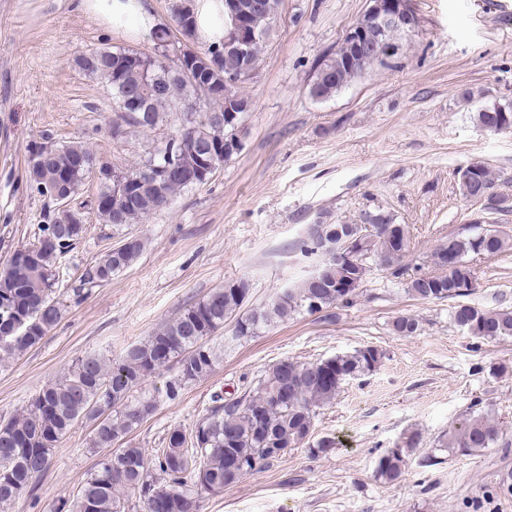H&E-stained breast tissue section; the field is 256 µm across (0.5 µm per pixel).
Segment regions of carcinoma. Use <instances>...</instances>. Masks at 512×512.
Returning a JSON list of instances; mask_svg holds the SVG:
<instances>
[{
  "instance_id": "1",
  "label": "carcinoma",
  "mask_w": 512,
  "mask_h": 512,
  "mask_svg": "<svg viewBox=\"0 0 512 512\" xmlns=\"http://www.w3.org/2000/svg\"><path fill=\"white\" fill-rule=\"evenodd\" d=\"M252 11L255 38L248 47L246 63L255 70L274 15L256 8L258 0H242ZM187 42L198 34L191 10L174 4L171 25L157 24L152 39H166L172 31ZM388 45L378 44V56L354 68L346 62V47L322 60L314 73L316 93L311 99L328 100L361 78L372 66H387L393 57ZM76 65L90 78L105 82L120 111L112 119V137L149 132L160 124H172L171 132L155 143L135 164L113 171L126 183L120 194L110 179L98 180L96 215L99 223L123 230L132 224L170 208L177 194L206 184L187 174L197 166L196 156L209 147L204 131L226 117L224 77L239 83L249 79L243 62L224 54V43H206L184 56V65L172 59L165 66L151 61V55L121 47H101L76 58ZM183 143L175 164L183 168L165 174L151 168L153 156L169 142ZM49 148L38 161L28 156L32 187L42 196L51 190L75 196L94 169L103 165L100 157L80 141L60 144L48 137L34 145ZM473 178L459 181L464 197H476L494 186L490 169L474 164ZM373 232L363 234L359 224H314L304 251L317 254L324 242H336V235L349 234L354 240L356 263L350 268L323 266L319 281L306 277L288 294L263 307L245 309L251 293L245 279L230 281L190 304L172 321L147 340L128 347L112 364L98 355L77 358L60 379L36 392L26 406L0 418V512L23 495L33 494L37 480L50 466L52 453L79 421L91 423L89 445L106 450L97 469L79 489L76 498L62 501L55 512H128L125 493L138 495L144 512H195V497L216 493L237 483L245 475L278 461L286 449L308 444L315 453L335 447V438L312 439L316 409L335 400L342 385L371 373L382 363L385 352L365 345L351 352L308 363L287 358L274 363L255 387L242 396L224 402L213 396L207 414L191 432L180 427L167 431L162 447L148 453L128 440L164 402H175L189 384L207 378L218 353L208 338L233 324L232 336H252L263 325L283 321L295 314H316L352 303L365 283L372 265L379 264L392 275L403 274L402 261L409 251L406 225L382 210L365 213ZM87 231L83 217L72 224L55 213L40 227L39 247L17 250L0 270V363L12 359L39 343L63 318L66 299L56 293L57 264L76 248ZM143 239L127 232L86 268L73 298L81 300L90 289L112 281V276L130 267L143 253ZM512 247V238L498 228H484L472 234L459 232L431 254V263L449 255L453 265L439 273L416 274L406 282L408 294L422 299H452L454 323L475 339L488 341L512 337V308L484 310L465 301L471 291L474 270L467 257L498 255ZM400 336H411L419 323L410 316L392 322ZM176 366V374L164 387L142 390L145 379L156 371ZM418 431L404 434L395 447L382 454L375 469L383 483L399 480L410 453L421 444ZM443 448L473 454L500 443L503 431L491 412L472 409L438 440Z\"/></svg>"
}]
</instances>
